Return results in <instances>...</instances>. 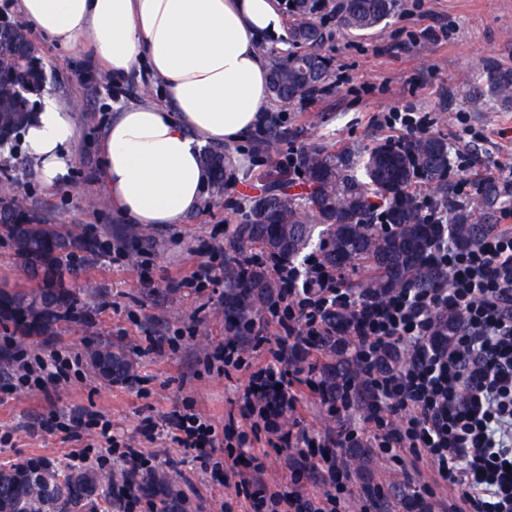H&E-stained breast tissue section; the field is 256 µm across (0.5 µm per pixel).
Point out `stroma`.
<instances>
[{"label": "stroma", "instance_id": "obj_1", "mask_svg": "<svg viewBox=\"0 0 512 512\" xmlns=\"http://www.w3.org/2000/svg\"><path fill=\"white\" fill-rule=\"evenodd\" d=\"M327 26L332 38L326 54L332 73L343 75V84L287 107L270 102L266 112L272 125H261L234 148L243 173L231 182L223 200L184 223L145 227L133 265L110 251L123 244L127 222L106 200L97 143L113 112L141 103L143 86L154 79L142 66L127 77L113 78L93 70L82 53L34 36L48 75L46 91L66 106L76 125V161L67 183L48 188L25 150L5 152L0 154V179L8 176L22 184L14 201L17 208L66 230L90 232L97 246L82 253L78 264L79 327L64 326L54 335L22 341L0 326V352L9 348L84 356L94 346L109 343L134 362L140 382L133 389L111 383L89 366L51 397L10 393L6 386L12 372L0 360V436L12 437L11 443L0 446V469L28 458L54 462L68 450L85 447V440H74L69 433L39 429L42 419L59 412H98L111 420L115 432L133 438H139L145 417L172 412L185 402L216 426L227 422L246 378L241 373L224 377L206 364L227 337L224 286L190 288L183 280L223 248L229 227L238 224L264 187L274 182L300 184L289 153L313 142L376 146L390 137L389 130L377 124V116L409 105L430 113L431 135L450 148L446 208L462 199L475 204L489 165L502 164L497 181L512 180V108L489 103L477 110L469 102L470 80L483 68H512V0H396L388 22L375 30L348 35L335 21ZM429 26L446 27L447 38L428 40L423 30ZM273 125L280 141L276 152L269 153L263 143ZM149 336H175L179 346L162 356L142 353ZM140 446L159 451L157 475L179 471L169 490L177 512H224L231 489L212 481L183 449L145 440ZM355 478L382 486L391 512H408L400 502L404 485L396 467L370 456Z\"/></svg>", "mask_w": 512, "mask_h": 512}]
</instances>
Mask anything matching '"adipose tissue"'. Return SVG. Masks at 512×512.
I'll use <instances>...</instances> for the list:
<instances>
[{"mask_svg":"<svg viewBox=\"0 0 512 512\" xmlns=\"http://www.w3.org/2000/svg\"><path fill=\"white\" fill-rule=\"evenodd\" d=\"M29 26L88 54L106 74L146 65L161 102L115 112L99 142L107 194L133 224H179L202 202V144L230 145L264 120L267 65L256 46L279 35V0H16ZM76 130L43 94L23 137L49 188L68 181Z\"/></svg>","mask_w":512,"mask_h":512,"instance_id":"ef3b65f1","label":"adipose tissue"}]
</instances>
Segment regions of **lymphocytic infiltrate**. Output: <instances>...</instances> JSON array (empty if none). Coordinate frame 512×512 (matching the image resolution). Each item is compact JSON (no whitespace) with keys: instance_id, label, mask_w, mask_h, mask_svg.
I'll return each mask as SVG.
<instances>
[{"instance_id":"f902f5d3","label":"lymphocytic infiltrate","mask_w":512,"mask_h":512,"mask_svg":"<svg viewBox=\"0 0 512 512\" xmlns=\"http://www.w3.org/2000/svg\"><path fill=\"white\" fill-rule=\"evenodd\" d=\"M433 260L446 274L436 288L382 296L344 286L314 255L273 264L276 308L215 356L224 374L248 376L238 419L219 428L187 403L148 420L145 438L169 437L204 470L223 471L234 489L225 512H372L373 488L356 485L342 455L364 445L423 491V512H512V225H496L473 249L442 239ZM452 313L463 323L455 337L446 330ZM339 318L349 334L341 351L357 371L332 387L318 374L316 338ZM269 327L277 337L260 363L253 354L267 346ZM18 370L23 387L48 397L81 373L82 359L38 354L20 359ZM302 387L349 425L316 434L294 419ZM87 423L99 426L105 451L65 453L66 466L120 471L117 498L123 512H135L147 500L139 481L153 474L155 456L119 440L110 422ZM273 455L286 476L269 483L263 473Z\"/></svg>"}]
</instances>
